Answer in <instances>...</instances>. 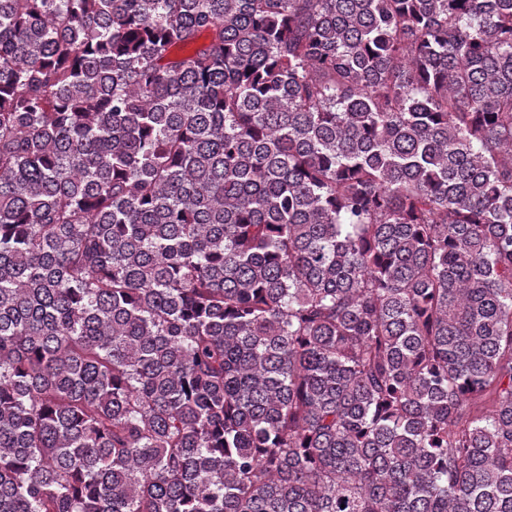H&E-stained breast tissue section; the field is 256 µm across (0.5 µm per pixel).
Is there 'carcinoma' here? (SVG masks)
<instances>
[{"label":"carcinoma","mask_w":512,"mask_h":512,"mask_svg":"<svg viewBox=\"0 0 512 512\" xmlns=\"http://www.w3.org/2000/svg\"><path fill=\"white\" fill-rule=\"evenodd\" d=\"M0 512H512V0H0Z\"/></svg>","instance_id":"1"}]
</instances>
